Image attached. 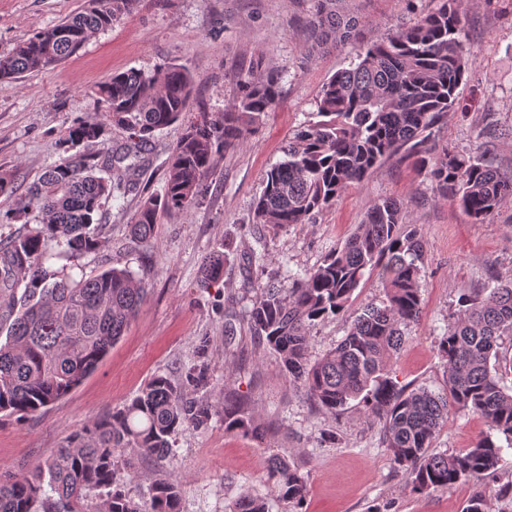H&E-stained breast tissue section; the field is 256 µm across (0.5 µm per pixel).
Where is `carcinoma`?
<instances>
[{
	"instance_id": "carcinoma-1",
	"label": "carcinoma",
	"mask_w": 512,
	"mask_h": 512,
	"mask_svg": "<svg viewBox=\"0 0 512 512\" xmlns=\"http://www.w3.org/2000/svg\"><path fill=\"white\" fill-rule=\"evenodd\" d=\"M136 0H88L84 10L36 32L0 55V80L57 63L112 27ZM308 20L320 45L356 38L360 21L346 14L344 0H312ZM474 51L468 45L461 0H443L435 12L406 27L387 29L363 45L357 63L324 84L313 118L294 130L283 161L271 167L255 199L252 223L274 233L312 224L351 184L383 160L401 155L430 177L438 198L457 206L474 224L512 200V179L494 167V141L512 132H480L468 153L430 145V133L448 112L465 111L456 95ZM234 95L215 116L204 108L172 147L163 192L148 194L129 224L137 242L153 245L161 212L179 213L200 204L207 181L224 153L241 147L258 130L262 116L279 101L280 76L263 56L240 61L231 76ZM194 83L177 64L153 72L113 75L94 91L102 119H78L57 141L58 161L16 198L4 219L35 213L38 223L22 233L0 236V412L19 416L45 408L89 376L117 343L147 295L128 268L111 267L75 276L53 262L57 253L80 257L103 247L99 216L106 204L140 191L139 173L153 150L156 133L187 111ZM121 128L126 142L101 158L85 145ZM404 203L383 198L344 245L317 267L291 276V286L274 278L255 289L247 329L272 355L282 374L299 384L323 410L335 415L356 400L381 424L395 468L414 493L479 481L499 464L502 446H512V357L499 353V340L512 335V277L492 272L480 288L458 299V310L438 341L446 392L400 386L387 369L400 349L404 328L421 314L425 272L422 227L406 221ZM225 245L214 249L200 271V285L224 279ZM379 270L385 299L355 316L346 336L321 360L307 358L309 327L343 312L366 272ZM213 340L199 339L195 361L173 380L154 376L121 408L91 421L67 444L30 470L0 473V512H180L182 489L170 475L154 478L147 496L126 490L134 476L130 449L139 457L163 458L171 440L187 428L207 426L218 414L224 430L264 438L266 428L246 396L226 391L211 400ZM474 413L490 434L467 451H431L448 406ZM274 497L301 504L307 481L288 459L266 460ZM232 512H272L271 500L242 493Z\"/></svg>"
}]
</instances>
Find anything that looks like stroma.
Listing matches in <instances>:
<instances>
[{"label":"stroma","instance_id":"stroma-1","mask_svg":"<svg viewBox=\"0 0 512 512\" xmlns=\"http://www.w3.org/2000/svg\"><path fill=\"white\" fill-rule=\"evenodd\" d=\"M85 0H0V54L79 11ZM440 0H347L369 39L388 28L413 24ZM311 0H139L111 28L96 34L73 57L0 81V175L19 189L34 182L58 159L56 141L73 120L98 119L92 91L112 74L184 66L195 92L189 112L205 106L223 112L233 96L228 72L245 57L264 55L277 71L280 98L256 134L226 152L210 177L203 204L161 215L155 245L133 242L125 227L140 204L131 195L105 208L107 227L100 252L78 258L85 270L129 267L148 288L147 297L124 335L97 370L47 409L24 418L0 413V473L29 468L54 454L67 437L94 418L120 408L156 375L178 378L195 358L199 337H211L215 397L232 390L247 395L264 425L265 442L228 432L220 418L205 429H187L172 440L164 463L135 459L138 473L128 485L142 497L158 470L181 484V512H229L241 490L270 496L263 466L267 452L291 458L307 478L308 494L297 512H462L477 490H485L488 512H512V450L504 435L493 439L504 452L488 488L469 481L450 489L412 493L363 407L349 403L337 415L319 408L301 386L280 372L275 359L249 331L238 333L234 353L224 350V299L235 296L244 317L252 290L282 268L304 272L341 247L383 197L404 200L410 219L421 224L427 254L420 290L422 312L409 324L400 351L390 362L399 385L441 390L444 373L436 354L458 297L480 287L490 272L512 271V202L471 223L456 206L436 200L430 179L411 163L391 157L363 181L352 184L313 224L278 233L253 225V202L271 166L284 158L293 130L316 109L323 84L354 63L358 44L317 48L306 35ZM465 26L475 59L457 93L470 109L449 113L432 135L437 147L468 150L484 129L512 126V0H464ZM181 125L158 133L140 177L147 191L163 186L168 149ZM229 246L224 281L205 289L201 266L218 244ZM260 262L249 264L251 254ZM384 298L378 272L367 273L349 310L316 321L309 329V358L316 361L346 335L354 312ZM335 432V442L323 439ZM476 415L449 414L433 442L437 452H465L488 434Z\"/></svg>","mask_w":512,"mask_h":512}]
</instances>
